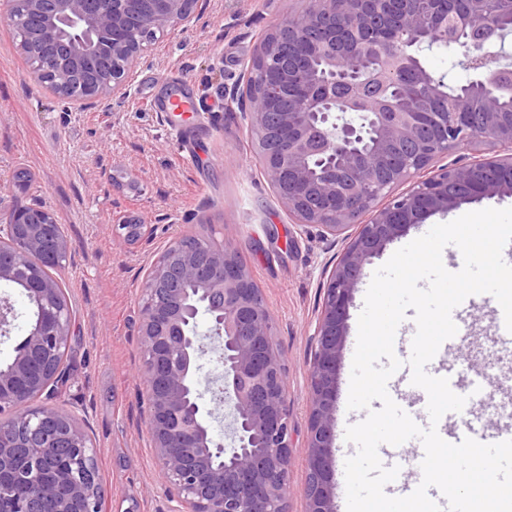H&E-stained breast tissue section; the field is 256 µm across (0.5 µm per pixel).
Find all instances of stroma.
<instances>
[{"label": "stroma", "instance_id": "1", "mask_svg": "<svg viewBox=\"0 0 512 512\" xmlns=\"http://www.w3.org/2000/svg\"><path fill=\"white\" fill-rule=\"evenodd\" d=\"M305 0H204L193 25L158 36L134 71L128 98L111 108L70 111L35 82L12 29L0 26V216L17 206L50 210L70 251L56 273L71 319L67 383L58 406L85 419L104 486L102 512H172L139 404L142 280L178 233L201 232L230 244L249 269L272 316L282 351L291 415L288 512H306L312 334L327 286L326 271L344 248L321 226L298 225L279 206L255 155L248 121L222 108L260 39L298 15ZM424 66L451 85L475 79L464 50H423ZM200 105L184 116L193 163L169 134L164 97L171 78ZM31 174L27 184L18 170ZM148 224L152 236L127 241L124 224ZM458 355L440 354L468 399L461 437L483 441L512 417L491 418L488 400L512 403V332L495 297L480 296L456 319ZM339 388L332 469L336 505L344 507L345 431L365 419Z\"/></svg>", "mask_w": 512, "mask_h": 512}]
</instances>
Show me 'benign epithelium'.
<instances>
[{
	"label": "benign epithelium",
	"instance_id": "benign-epithelium-1",
	"mask_svg": "<svg viewBox=\"0 0 512 512\" xmlns=\"http://www.w3.org/2000/svg\"><path fill=\"white\" fill-rule=\"evenodd\" d=\"M200 0H10L0 24L15 26L16 7L38 27L47 47L30 73L60 100L82 109L111 107L130 93L129 77L150 34L184 30ZM305 10L261 39L240 82L224 91V108L246 115L255 154L281 207L302 224H319L346 246L327 276L315 321L308 373L310 436L307 512H335L332 448L349 307L366 264L426 218L463 202L512 194V118L486 92L471 124L470 101L453 111L437 104L442 80L391 36L415 40L441 27L444 0H306ZM471 33L462 43L467 68L491 83L485 0H469ZM266 70L249 101L254 66ZM403 72L427 104L399 112L382 76ZM85 96H70L74 80ZM489 133L499 154L443 166L390 196L438 156ZM402 153L386 169L388 156ZM43 209L0 216V282L31 307L12 359L0 365V512H100L103 494L91 437L76 416L51 403L62 379L58 357L70 347L71 313L48 268L62 267L66 239ZM176 235L143 281L140 333L144 418L173 512H288L292 428L283 356L272 317L247 267L229 245L200 234ZM210 318L213 349L223 365L219 398L232 403L234 445L214 441L204 419L198 376L203 354L198 316ZM13 306L0 300V333L10 332ZM46 403L35 406L33 402Z\"/></svg>",
	"mask_w": 512,
	"mask_h": 512
}]
</instances>
